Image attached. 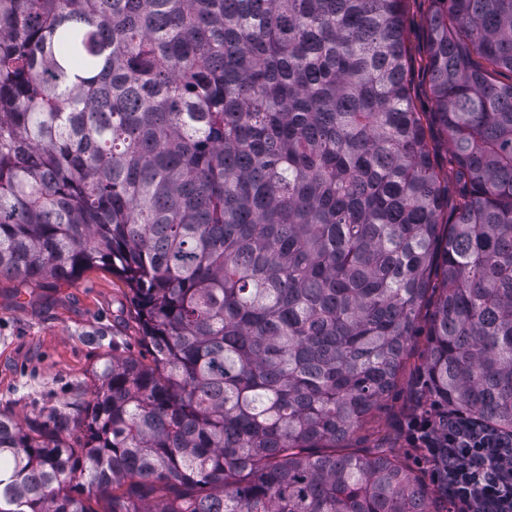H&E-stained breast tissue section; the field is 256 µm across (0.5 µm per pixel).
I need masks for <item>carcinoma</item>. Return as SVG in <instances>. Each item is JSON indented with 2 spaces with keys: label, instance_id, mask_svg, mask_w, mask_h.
Returning a JSON list of instances; mask_svg holds the SVG:
<instances>
[{
  "label": "carcinoma",
  "instance_id": "carcinoma-1",
  "mask_svg": "<svg viewBox=\"0 0 512 512\" xmlns=\"http://www.w3.org/2000/svg\"><path fill=\"white\" fill-rule=\"evenodd\" d=\"M0 0V278L109 268L150 360L0 410V512H448L352 441L430 316L438 417L512 438V0ZM428 14V0H409L407 2L405 32L406 45L410 55L408 79L415 93L416 105L422 112L433 111L426 67Z\"/></svg>",
  "mask_w": 512,
  "mask_h": 512
}]
</instances>
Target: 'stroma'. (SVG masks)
I'll list each match as a JSON object with an SVG mask.
<instances>
[{"label":"stroma","instance_id":"obj_1","mask_svg":"<svg viewBox=\"0 0 512 512\" xmlns=\"http://www.w3.org/2000/svg\"><path fill=\"white\" fill-rule=\"evenodd\" d=\"M428 14V0H408V78L423 112L433 109L426 67ZM145 351L132 294L111 270L93 268L72 279L26 285L0 280L1 410L38 423L57 415L78 419L103 361ZM425 357L421 335L414 339L396 387L363 426L361 445L405 456L427 480L431 467L409 441L406 420L415 406L413 384Z\"/></svg>","mask_w":512,"mask_h":512}]
</instances>
